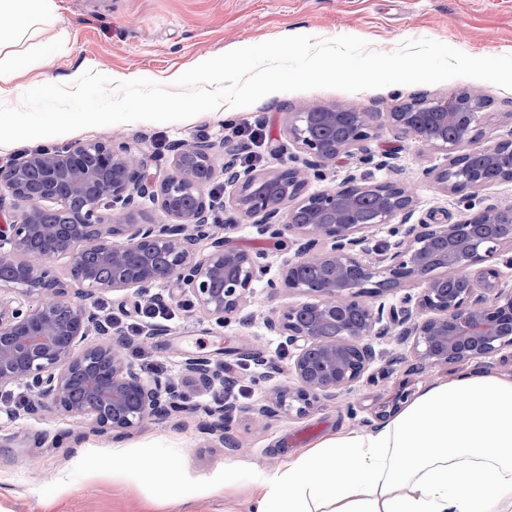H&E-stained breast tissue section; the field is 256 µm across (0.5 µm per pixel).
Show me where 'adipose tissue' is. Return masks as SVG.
<instances>
[{
  "mask_svg": "<svg viewBox=\"0 0 512 512\" xmlns=\"http://www.w3.org/2000/svg\"><path fill=\"white\" fill-rule=\"evenodd\" d=\"M56 12V0H0V127L16 123L5 104L22 78L60 51L33 39ZM134 467L178 508L238 487L234 461L188 482L172 460ZM252 479L248 512H512V376L432 383L377 428L325 436Z\"/></svg>",
  "mask_w": 512,
  "mask_h": 512,
  "instance_id": "obj_1",
  "label": "adipose tissue"
}]
</instances>
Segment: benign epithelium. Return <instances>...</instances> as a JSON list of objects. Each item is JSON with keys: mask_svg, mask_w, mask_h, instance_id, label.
I'll use <instances>...</instances> for the list:
<instances>
[{"mask_svg": "<svg viewBox=\"0 0 512 512\" xmlns=\"http://www.w3.org/2000/svg\"><path fill=\"white\" fill-rule=\"evenodd\" d=\"M483 106L464 91L449 99L419 97L387 113L400 135L444 154L424 170L441 191L464 193V212L451 224L411 223L414 195L392 182L351 178L331 190L308 192V178L284 163L259 173L224 162L231 207L261 236H295V258L284 287L306 300L284 306L264 327L282 338L297 382L279 390L273 406L301 416L320 399L359 383L377 359L376 340L396 336L420 368L465 366L500 355L512 362V206L476 207L477 194L512 183V137L485 138ZM380 113L313 105L292 113L288 141L321 167L363 149L379 130ZM471 148L457 153L460 145ZM214 144L199 141L177 152L172 166L151 173L124 142L77 143L65 152L34 151L0 167V188L25 202L20 217L0 225V389L23 383L33 392L28 414L54 409L90 423L102 434L125 435L145 419L186 411L170 384L147 379L128 361L131 339L94 306L76 301L47 261L70 260L86 294L126 291L137 298L171 284L218 327L247 306L253 284L266 274L258 256L212 232L207 192ZM156 202L168 224H103L100 213L132 215ZM287 210H282L283 205ZM192 226L194 233H186ZM387 226L392 242L374 262L357 248L371 229ZM206 241L201 256L197 246ZM423 285L397 305L369 299L409 283ZM21 291L24 299L9 295ZM98 341L85 343L90 332ZM196 386L214 394L206 430L224 438L237 407L224 402V373L208 358H190Z\"/></svg>", "mask_w": 512, "mask_h": 512, "instance_id": "obj_1", "label": "benign epithelium"}]
</instances>
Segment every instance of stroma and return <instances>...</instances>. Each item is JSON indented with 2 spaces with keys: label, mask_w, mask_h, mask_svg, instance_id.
<instances>
[{
  "label": "stroma",
  "mask_w": 512,
  "mask_h": 512,
  "mask_svg": "<svg viewBox=\"0 0 512 512\" xmlns=\"http://www.w3.org/2000/svg\"><path fill=\"white\" fill-rule=\"evenodd\" d=\"M60 9L53 24L43 26L34 39L55 42L67 34L64 52L40 72L45 83L61 84L93 61L95 72L116 78L120 74L161 82L168 74L186 71L200 57L213 58L236 44L253 45L278 38L284 31H302L318 40L345 34L368 41L381 52L393 51L407 39H432L474 57L512 54V0H57ZM468 90L487 102L483 130L487 137L512 135V89L492 83L454 78L438 84L392 85L380 89L346 92L315 89L281 92L230 114L205 112L176 123L137 121L90 127L46 139L45 145L62 151L78 142L121 139L142 155L148 168L172 165L177 147L198 141L199 130L215 146L213 188L224 187V163L229 153L251 151L249 140L235 136L237 128L261 122L263 159L257 170L280 166L282 156L274 146L287 143L291 109L313 104L342 105L368 112H387L423 95L449 98ZM371 161L360 156L327 164L318 178H310L309 191L334 188L349 178L394 181L413 190V222L457 220L463 206L459 195L444 194L424 178L425 168L442 164L443 156L431 147L400 137L382 125L366 144ZM213 229L232 245L258 255L268 268V278L282 280L295 247L290 240L259 236L232 208H225ZM287 289L271 292L256 284L248 307L256 314L249 324L218 327L198 309L178 313L168 321L167 335L152 339L136 336L127 350L133 364L150 361L165 368L188 396L190 410L173 419L148 418L122 438L101 435L89 426L52 410L16 415L17 384L0 391V512H145L153 494L148 478L131 468L142 449L156 458L180 456L190 475L212 472L232 458L241 465L242 480L231 495L213 493L194 498L190 512H245L253 469L276 470L288 457L341 428L364 429L381 406L391 404L399 391L417 395L435 381H451L473 366L433 367L411 371L412 359L394 337L379 340L382 356L372 366V380L352 391L323 399L302 417L274 412L265 422H255L254 407L270 404L275 390L291 386L287 358L281 357V339L267 335L265 318L282 305L297 302ZM257 350L268 361L265 370L243 364L241 353ZM202 356L224 363L237 380L233 402L239 411L227 434L230 444L208 435L205 406L211 393L192 386L186 359ZM119 457L127 469L104 468L105 460ZM51 506H43L44 498Z\"/></svg>",
  "instance_id": "1"
}]
</instances>
